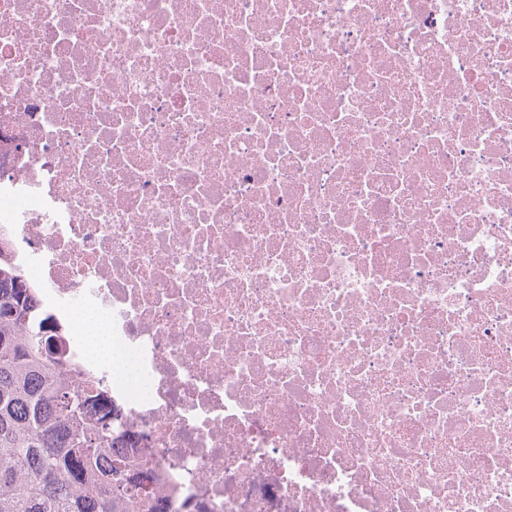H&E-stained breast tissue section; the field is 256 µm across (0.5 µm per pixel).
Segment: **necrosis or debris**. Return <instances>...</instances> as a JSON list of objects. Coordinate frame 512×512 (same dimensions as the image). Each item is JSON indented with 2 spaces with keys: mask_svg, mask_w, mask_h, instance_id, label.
Wrapping results in <instances>:
<instances>
[{
  "mask_svg": "<svg viewBox=\"0 0 512 512\" xmlns=\"http://www.w3.org/2000/svg\"><path fill=\"white\" fill-rule=\"evenodd\" d=\"M0 228L170 512H512V0H0ZM79 324L84 329V334L88 341L91 351L97 356H112V346L110 345L106 324L93 316H82Z\"/></svg>",
  "mask_w": 512,
  "mask_h": 512,
  "instance_id": "1",
  "label": "necrosis or debris"
}]
</instances>
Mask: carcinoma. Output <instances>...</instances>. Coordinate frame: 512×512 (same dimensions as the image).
Returning a JSON list of instances; mask_svg holds the SVG:
<instances>
[{
	"instance_id": "1",
	"label": "carcinoma",
	"mask_w": 512,
	"mask_h": 512,
	"mask_svg": "<svg viewBox=\"0 0 512 512\" xmlns=\"http://www.w3.org/2000/svg\"><path fill=\"white\" fill-rule=\"evenodd\" d=\"M58 330L0 252V512H166L142 466L112 455V400L56 355Z\"/></svg>"
}]
</instances>
